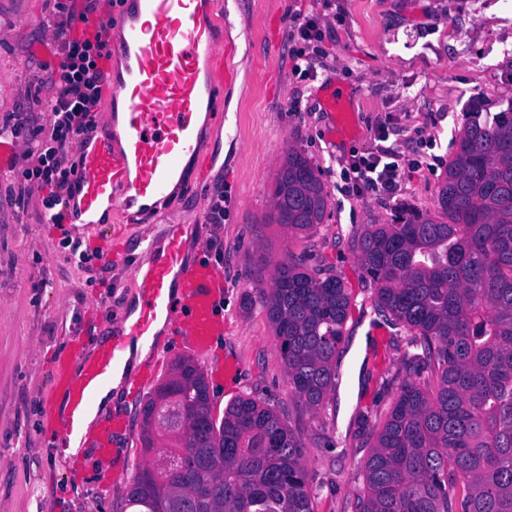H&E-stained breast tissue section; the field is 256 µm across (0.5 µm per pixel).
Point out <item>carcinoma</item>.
Returning <instances> with one entry per match:
<instances>
[{
    "mask_svg": "<svg viewBox=\"0 0 512 512\" xmlns=\"http://www.w3.org/2000/svg\"><path fill=\"white\" fill-rule=\"evenodd\" d=\"M271 220L307 234L328 207L316 169L294 149L275 175ZM442 219L367 224L358 260L378 311L408 327L403 368L373 438L355 512H512V105L475 102L437 195ZM290 396L319 414L336 390L352 306L329 266L288 255L260 290ZM158 450L127 492L129 512H313L301 434L275 407L239 398L215 422L204 372L172 364L142 408Z\"/></svg>",
    "mask_w": 512,
    "mask_h": 512,
    "instance_id": "obj_1",
    "label": "carcinoma"
}]
</instances>
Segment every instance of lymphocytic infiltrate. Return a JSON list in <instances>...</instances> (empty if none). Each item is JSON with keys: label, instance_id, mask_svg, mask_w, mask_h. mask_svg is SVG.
<instances>
[{"label": "lymphocytic infiltrate", "instance_id": "f902f5d3", "mask_svg": "<svg viewBox=\"0 0 512 512\" xmlns=\"http://www.w3.org/2000/svg\"><path fill=\"white\" fill-rule=\"evenodd\" d=\"M53 9L60 18L55 30L59 53L54 71L61 89L44 101V124L30 127L23 118L9 116L0 119V134L24 137L27 163L18 172L12 194L22 199L37 193L39 222L57 227L76 192L71 147L97 128V108L104 89L102 63L109 56V26L100 23L91 38L74 33L77 22L88 21L98 11V0H83L79 7L73 0H54ZM376 138L378 143L369 156L350 163L345 176L356 190L391 194L405 171L397 151L388 143V132L378 131Z\"/></svg>", "mask_w": 512, "mask_h": 512}]
</instances>
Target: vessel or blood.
<instances>
[{
  "label": "vessel or blood",
  "mask_w": 512,
  "mask_h": 512,
  "mask_svg": "<svg viewBox=\"0 0 512 512\" xmlns=\"http://www.w3.org/2000/svg\"><path fill=\"white\" fill-rule=\"evenodd\" d=\"M123 39L112 53L124 62L122 74H106L100 102L104 114L96 136L81 137L73 146L77 161V192L72 201L80 223H95L102 206L126 218L145 216L146 200H162L184 156L201 149L195 132L202 102L236 81L232 49L224 41L223 0H127L121 16ZM330 116L346 119L349 95L336 85L325 89ZM125 136L117 138V119ZM97 259L118 264L123 259L111 236L96 232ZM140 297L137 317L110 344L92 357H82L88 332L68 338L51 365V384L43 398L44 433L68 437L77 430L97 392L109 381L130 342L149 339L159 313L185 352L203 361L212 382L233 376L236 366L214 352L224 334V275L210 261L187 256L183 227H175L167 244L147 267L136 271ZM177 286L170 295L169 286ZM125 414L102 416L84 436L91 459L103 478L129 466Z\"/></svg>",
  "instance_id": "vessel-or-blood-1"
}]
</instances>
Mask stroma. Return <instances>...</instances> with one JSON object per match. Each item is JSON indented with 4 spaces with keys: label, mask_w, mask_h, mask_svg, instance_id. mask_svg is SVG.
<instances>
[{
    "label": "stroma",
    "mask_w": 512,
    "mask_h": 512,
    "mask_svg": "<svg viewBox=\"0 0 512 512\" xmlns=\"http://www.w3.org/2000/svg\"><path fill=\"white\" fill-rule=\"evenodd\" d=\"M321 18L324 39L310 49L314 79L293 74L290 38L298 14ZM55 19L50 0H0V118L41 112L40 98L60 88L46 50ZM469 28L467 42L455 31ZM224 37L236 47L238 77L205 121V163H193L172 200L149 222L109 217L123 245L119 267L97 260L76 264L61 231L39 223L37 198L10 201L2 193L15 171L0 175V512H125L130 479L101 489L95 469L73 476L64 455L41 430L42 399L51 362L67 336L99 312L96 339L110 341L136 294L134 272L149 260L144 240L162 243L172 225L202 220L189 241L224 273V335L218 347L236 361L235 375L209 388L212 414L222 419L235 397L274 404L302 432L304 458L316 489L314 512H354L359 475L372 441L359 434L361 415L384 419L397 386L406 327L373 306L375 289L357 260L356 237L366 224H388L398 214L438 218V186L472 101L498 112L512 102V87L489 79L512 58L488 53L487 30L470 28L452 0H224ZM336 83L350 95L355 133L329 138L323 89ZM405 162L419 160L395 195L347 193L341 177L352 156L375 145L378 126ZM317 168L329 204L313 232L295 234L268 223L271 188L288 150ZM224 195V221L206 223L216 193ZM309 269L333 266L353 296L341 351L367 338L360 368L338 361L337 386L325 413L312 416L288 397L272 324L258 299L287 253ZM154 390L123 387L117 403L129 417L131 472L150 458L139 439L141 410Z\"/></svg>",
    "instance_id": "stroma-1"
}]
</instances>
